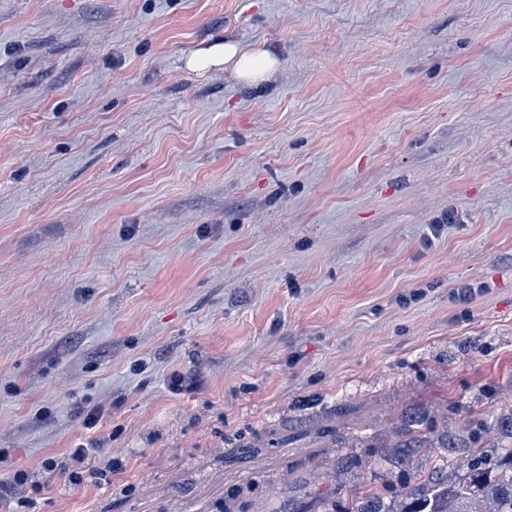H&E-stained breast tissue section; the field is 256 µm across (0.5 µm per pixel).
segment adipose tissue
I'll return each mask as SVG.
<instances>
[{
	"instance_id": "obj_1",
	"label": "adipose tissue",
	"mask_w": 512,
	"mask_h": 512,
	"mask_svg": "<svg viewBox=\"0 0 512 512\" xmlns=\"http://www.w3.org/2000/svg\"><path fill=\"white\" fill-rule=\"evenodd\" d=\"M188 65L199 71L221 67L239 81L257 84L270 78L279 61L262 48L227 40L197 51Z\"/></svg>"
}]
</instances>
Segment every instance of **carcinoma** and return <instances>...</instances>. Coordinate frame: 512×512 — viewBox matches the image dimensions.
<instances>
[{
    "label": "carcinoma",
    "instance_id": "cac0c4a2",
    "mask_svg": "<svg viewBox=\"0 0 512 512\" xmlns=\"http://www.w3.org/2000/svg\"><path fill=\"white\" fill-rule=\"evenodd\" d=\"M424 422L421 412L401 417L397 431L405 438L396 447L405 456L417 448H445L451 454L464 447L461 437L446 432L429 440ZM494 427L508 443L492 442L473 451L456 480H448V465L439 464L409 483L400 501L387 504L378 493L356 492L347 512H512V411L499 416Z\"/></svg>",
    "mask_w": 512,
    "mask_h": 512
}]
</instances>
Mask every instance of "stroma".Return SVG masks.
I'll return each mask as SVG.
<instances>
[{"instance_id":"35a3bbf8","label":"stroma","mask_w":512,"mask_h":512,"mask_svg":"<svg viewBox=\"0 0 512 512\" xmlns=\"http://www.w3.org/2000/svg\"><path fill=\"white\" fill-rule=\"evenodd\" d=\"M224 39L278 71L187 68ZM510 409L512 0H0V448L36 512H323L438 456L402 416L489 442ZM95 441L111 484L41 470ZM425 415L421 412L412 413L401 417L397 431L405 435V439H400L396 448H403L404 456L410 455L417 448H446L448 454L456 452L458 448H470L463 444L460 436H449L444 432L436 437V441L429 440L426 428H423Z\"/></svg>"}]
</instances>
